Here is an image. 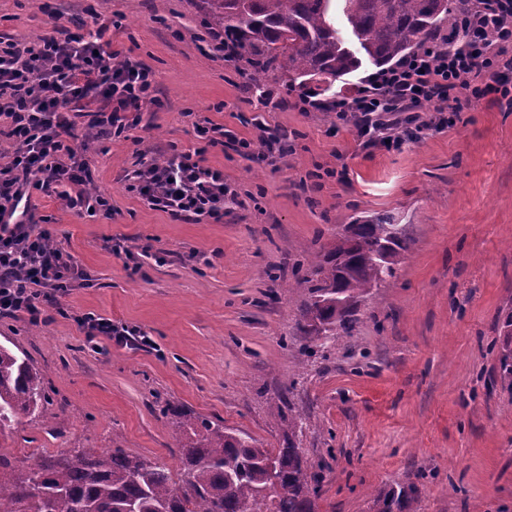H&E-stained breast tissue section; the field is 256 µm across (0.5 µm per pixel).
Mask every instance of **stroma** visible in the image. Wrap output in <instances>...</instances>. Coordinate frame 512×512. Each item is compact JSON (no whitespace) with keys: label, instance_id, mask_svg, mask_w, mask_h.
Here are the masks:
<instances>
[{"label":"stroma","instance_id":"1","mask_svg":"<svg viewBox=\"0 0 512 512\" xmlns=\"http://www.w3.org/2000/svg\"><path fill=\"white\" fill-rule=\"evenodd\" d=\"M110 27L112 45L151 68L160 104L121 137L88 142L89 170L111 217L33 192L58 245L92 277L57 297L65 313L38 326L0 318V345L29 357L53 399L52 422L25 417L0 455L36 459L71 448H122L180 471L179 409L283 442L281 412L319 479L316 512H372L377 495L413 482L416 512H512V391L496 377L495 319L512 306V101L483 99L399 144L367 143L336 112L225 60L196 0H0V38L61 23ZM224 128L206 165L236 192L215 222L173 216L127 188L139 155L198 147L194 126ZM285 131L277 148L241 140ZM387 212L412 240L395 278L373 289L350 335L298 363L302 287L291 268L344 224ZM152 257L133 269L106 238ZM92 312L141 327L152 347L87 340Z\"/></svg>","mask_w":512,"mask_h":512}]
</instances>
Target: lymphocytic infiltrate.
<instances>
[{
    "mask_svg": "<svg viewBox=\"0 0 512 512\" xmlns=\"http://www.w3.org/2000/svg\"><path fill=\"white\" fill-rule=\"evenodd\" d=\"M108 25L84 34L51 35L30 42L0 41V211L24 208L22 221L0 222V316L36 325L58 294L85 285L89 275L51 242L30 206L32 191L70 209L95 213L108 201L90 186L89 166L74 145L76 129L94 139L121 136L133 114L158 105L148 66L121 58ZM460 44L417 53L381 72L340 100L336 110L358 137L408 125L423 129L421 112H459L475 99L508 96L501 70L512 69V0H474L460 21ZM202 147L151 161L134 170L131 188L151 205L187 217L224 214L229 192L223 171L205 166L206 148L220 145L224 129L196 126ZM76 322L88 338L105 337L142 348L152 340L136 326L88 312Z\"/></svg>",
    "mask_w": 512,
    "mask_h": 512,
    "instance_id": "f902f5d3",
    "label": "lymphocytic infiltrate"
}]
</instances>
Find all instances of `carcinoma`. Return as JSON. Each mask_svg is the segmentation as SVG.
Here are the masks:
<instances>
[{"label": "carcinoma", "mask_w": 512, "mask_h": 512, "mask_svg": "<svg viewBox=\"0 0 512 512\" xmlns=\"http://www.w3.org/2000/svg\"><path fill=\"white\" fill-rule=\"evenodd\" d=\"M334 0H199L224 29V51L245 56L260 89L275 73L288 89L315 93L356 71L366 56L385 69L433 42L457 23L467 0H340L357 50L334 25ZM410 247L393 217L374 212L349 225L298 283L306 296L298 328L308 337L299 355H316L323 336L349 333L370 290L396 277ZM502 387L512 391V309L496 320ZM51 399L28 359L0 346V434L25 416L52 417ZM298 417L288 415L283 444L262 448L251 437L200 416L185 415L182 483L167 466L123 448H72L23 468L0 456V512H316L318 486L296 443ZM418 488L399 486L374 499L372 512H415Z\"/></svg>", "instance_id": "cac0c4a2"}]
</instances>
